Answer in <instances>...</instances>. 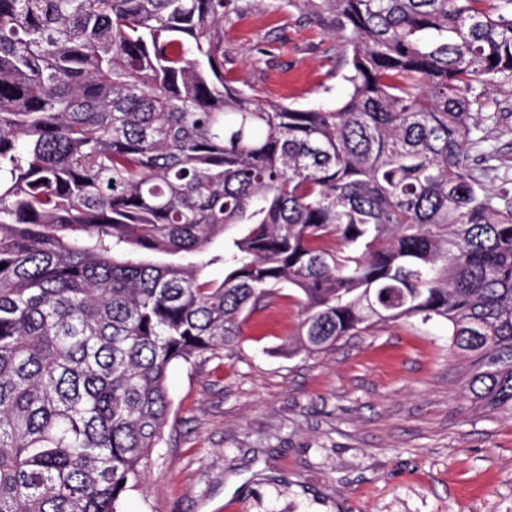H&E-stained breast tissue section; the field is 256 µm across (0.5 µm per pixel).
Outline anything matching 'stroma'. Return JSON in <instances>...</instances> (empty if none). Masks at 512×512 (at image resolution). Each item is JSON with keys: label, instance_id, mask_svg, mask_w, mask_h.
Wrapping results in <instances>:
<instances>
[{"label": "stroma", "instance_id": "obj_1", "mask_svg": "<svg viewBox=\"0 0 512 512\" xmlns=\"http://www.w3.org/2000/svg\"><path fill=\"white\" fill-rule=\"evenodd\" d=\"M331 26L321 0H234L224 76L264 103H339L349 68ZM470 98L472 165L493 194L512 179V80ZM301 319L281 289L232 348L171 367L163 442L122 512H512V417L462 399L447 321L292 355Z\"/></svg>", "mask_w": 512, "mask_h": 512}]
</instances>
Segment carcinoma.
<instances>
[{
  "label": "carcinoma",
  "instance_id": "obj_1",
  "mask_svg": "<svg viewBox=\"0 0 512 512\" xmlns=\"http://www.w3.org/2000/svg\"><path fill=\"white\" fill-rule=\"evenodd\" d=\"M485 2L323 0L351 89L300 108L224 78L232 0H0V512H121L170 367L283 288L306 353L447 320L463 399L512 416V188L480 194L467 97L512 78V0Z\"/></svg>",
  "mask_w": 512,
  "mask_h": 512
}]
</instances>
